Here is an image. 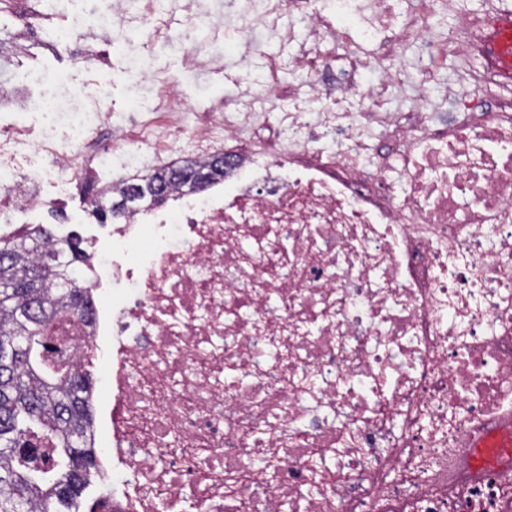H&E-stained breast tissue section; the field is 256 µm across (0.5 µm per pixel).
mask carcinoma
<instances>
[{
    "label": "carcinoma",
    "instance_id": "carcinoma-1",
    "mask_svg": "<svg viewBox=\"0 0 512 512\" xmlns=\"http://www.w3.org/2000/svg\"><path fill=\"white\" fill-rule=\"evenodd\" d=\"M209 178L221 173L216 161L190 170L172 167L139 184L127 186L123 200L113 208L101 207L102 216L116 213L128 202L149 198L155 181L172 190L197 171ZM43 230L35 228L11 239H0V284L17 287L0 290V351L12 352L10 365L0 364V512H17V495L25 496L23 512H79L80 498L94 467L84 433L92 413L84 396L89 375L60 376L57 364L39 353L45 325L64 308L81 305L79 315L92 314L88 289L74 275L81 249L68 237L45 246ZM45 262L54 267L37 288H24L27 271ZM46 438L57 456L56 467L47 470L24 452L30 437Z\"/></svg>",
    "mask_w": 512,
    "mask_h": 512
}]
</instances>
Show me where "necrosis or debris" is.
<instances>
[{
  "mask_svg": "<svg viewBox=\"0 0 512 512\" xmlns=\"http://www.w3.org/2000/svg\"><path fill=\"white\" fill-rule=\"evenodd\" d=\"M239 2L234 110L194 112L169 85L164 123L106 137L92 93L62 112L34 74L0 84L2 238L51 209L43 175L108 198L149 166L227 160L205 191L133 205L76 267L93 315L60 312L50 331V351L100 363L112 393L86 433L109 486L94 512H512V469L469 455L512 420V97L473 93L482 17L464 0ZM20 3L4 63L51 44L43 0ZM173 13L186 67L218 65L188 0H113L96 25L124 42ZM261 32L306 76L289 96L277 73L254 77ZM32 110L36 141L11 120Z\"/></svg>",
  "mask_w": 512,
  "mask_h": 512,
  "instance_id": "4bbe7bcc",
  "label": "necrosis or debris"
}]
</instances>
